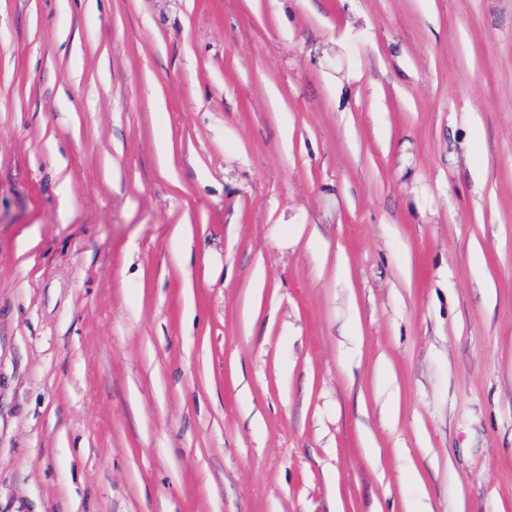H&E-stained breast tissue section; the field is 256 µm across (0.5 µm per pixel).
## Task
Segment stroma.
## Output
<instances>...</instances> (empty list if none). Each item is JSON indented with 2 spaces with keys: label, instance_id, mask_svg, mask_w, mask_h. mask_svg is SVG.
Instances as JSON below:
<instances>
[{
  "label": "stroma",
  "instance_id": "35a3bbf8",
  "mask_svg": "<svg viewBox=\"0 0 512 512\" xmlns=\"http://www.w3.org/2000/svg\"><path fill=\"white\" fill-rule=\"evenodd\" d=\"M0 512H512V0H0Z\"/></svg>",
  "mask_w": 512,
  "mask_h": 512
}]
</instances>
